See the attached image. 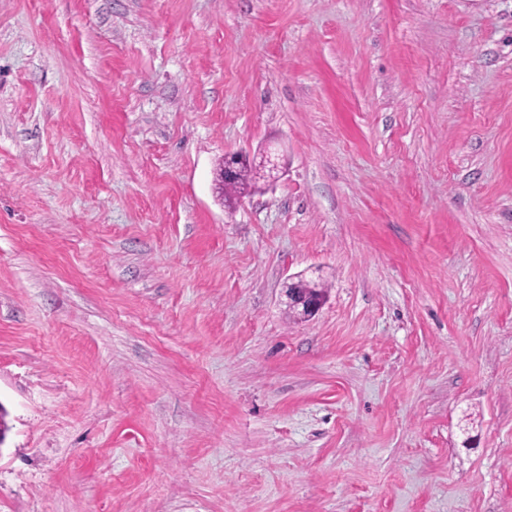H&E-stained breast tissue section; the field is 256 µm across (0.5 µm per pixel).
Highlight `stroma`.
Instances as JSON below:
<instances>
[{
  "instance_id": "1",
  "label": "stroma",
  "mask_w": 512,
  "mask_h": 512,
  "mask_svg": "<svg viewBox=\"0 0 512 512\" xmlns=\"http://www.w3.org/2000/svg\"><path fill=\"white\" fill-rule=\"evenodd\" d=\"M0 407V512H512V0H0ZM238 155L239 154H229L224 157L228 161L227 170L229 173L233 171L232 159L238 157ZM237 168V174L234 179L229 182H225L222 179L223 168L221 169L220 174L218 173L217 181L219 182V189H221V191L223 189L224 202L228 204L232 203V199H235V196L245 194L252 188L260 187L258 186L259 182L257 180L265 178L263 170L255 163V157L250 160L246 153L239 155ZM261 172L263 174H261Z\"/></svg>"
}]
</instances>
